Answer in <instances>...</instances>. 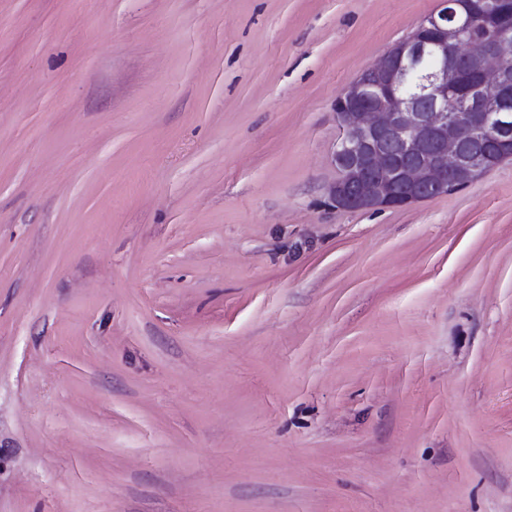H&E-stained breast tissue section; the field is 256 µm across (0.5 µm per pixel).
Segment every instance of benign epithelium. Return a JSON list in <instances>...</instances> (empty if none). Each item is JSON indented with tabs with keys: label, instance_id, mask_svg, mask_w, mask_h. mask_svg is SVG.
Wrapping results in <instances>:
<instances>
[{
	"label": "benign epithelium",
	"instance_id": "1",
	"mask_svg": "<svg viewBox=\"0 0 512 512\" xmlns=\"http://www.w3.org/2000/svg\"><path fill=\"white\" fill-rule=\"evenodd\" d=\"M479 7L489 38L469 0H440L336 98L338 207L407 208L512 157V0Z\"/></svg>",
	"mask_w": 512,
	"mask_h": 512
}]
</instances>
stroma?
<instances>
[{"label":"stroma","mask_w":512,"mask_h":512,"mask_svg":"<svg viewBox=\"0 0 512 512\" xmlns=\"http://www.w3.org/2000/svg\"><path fill=\"white\" fill-rule=\"evenodd\" d=\"M439 3L0 0V512H512V160L329 197Z\"/></svg>","instance_id":"obj_1"}]
</instances>
